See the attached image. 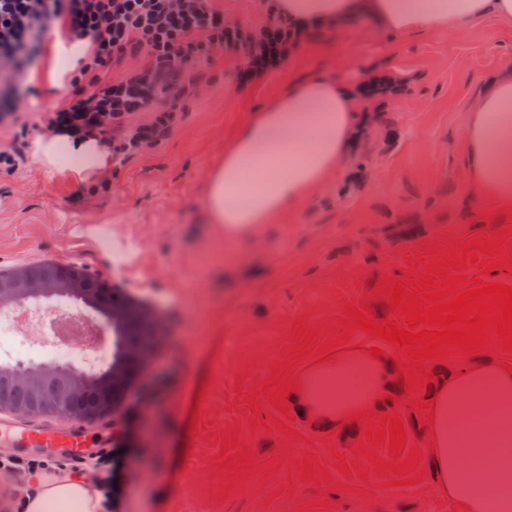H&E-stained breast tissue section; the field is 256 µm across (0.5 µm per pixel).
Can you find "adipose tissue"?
I'll return each instance as SVG.
<instances>
[{
	"instance_id": "ef3b65f1",
	"label": "adipose tissue",
	"mask_w": 512,
	"mask_h": 512,
	"mask_svg": "<svg viewBox=\"0 0 512 512\" xmlns=\"http://www.w3.org/2000/svg\"><path fill=\"white\" fill-rule=\"evenodd\" d=\"M269 7L296 27L366 16L393 33L452 28L485 15L512 18V0H270ZM354 127V99L344 83L329 77L293 83L240 130L211 171L206 205L214 223L232 239L303 204L337 168ZM466 138L474 182L511 197V72L495 77L475 100ZM393 383L390 361L347 348L310 368L294 399L315 421L337 425L378 406ZM433 394L430 456L440 493L468 512H512V373L483 362L441 379ZM52 502L102 512L98 491L64 475L40 482L23 509L46 512Z\"/></svg>"
}]
</instances>
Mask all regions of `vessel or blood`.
Instances as JSON below:
<instances>
[{"mask_svg":"<svg viewBox=\"0 0 512 512\" xmlns=\"http://www.w3.org/2000/svg\"><path fill=\"white\" fill-rule=\"evenodd\" d=\"M109 444L108 432L92 437L82 425L71 420L47 423L21 414L0 418V446L9 448L18 457L38 453L78 464Z\"/></svg>","mask_w":512,"mask_h":512,"instance_id":"vessel-or-blood-1","label":"vessel or blood"}]
</instances>
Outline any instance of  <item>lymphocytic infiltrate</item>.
Returning <instances> with one entry per match:
<instances>
[{"mask_svg":"<svg viewBox=\"0 0 512 512\" xmlns=\"http://www.w3.org/2000/svg\"><path fill=\"white\" fill-rule=\"evenodd\" d=\"M82 44L73 92L46 124L72 143L94 141L112 158L142 154L178 121V103L199 89L213 52L245 48L244 80L279 69L306 35L273 25L254 35L226 25L217 0H0V80L23 86L48 30ZM137 60L117 80L111 66Z\"/></svg>","mask_w":512,"mask_h":512,"instance_id":"lymphocytic-infiltrate-1","label":"lymphocytic infiltrate"}]
</instances>
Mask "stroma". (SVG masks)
<instances>
[{
  "instance_id": "35a3bbf8",
  "label": "stroma",
  "mask_w": 512,
  "mask_h": 512,
  "mask_svg": "<svg viewBox=\"0 0 512 512\" xmlns=\"http://www.w3.org/2000/svg\"><path fill=\"white\" fill-rule=\"evenodd\" d=\"M227 23L260 33L275 20L265 0H220ZM237 51L215 55L199 71L202 90L180 107L168 139L120 167L97 149L77 151L44 135L45 112L72 90L63 48L37 56L30 87L7 96L29 128L23 160L0 173V269L44 260L71 262L109 286L147 290L145 307L161 320L158 342L112 414L113 446L124 451L120 512H462L438 492L430 435L395 380L406 445L418 448L423 476L396 486V474L373 475L356 454L363 425L332 430L289 403L290 428L253 426L270 417L247 398L273 363L293 362L287 337L296 322L336 334L343 303L391 318L372 295L383 278L404 277L431 250L483 236L512 222V198L480 191L468 178L466 130L477 93L512 71V20L476 18L451 31L430 26L405 34L364 18L330 21L309 32L279 70L241 83ZM375 71L405 82L387 101L357 100L360 139L338 170L279 224L228 242L205 205L210 171L238 127L294 80L331 76L350 88ZM109 175L107 191L89 195L87 181ZM108 247H101V237ZM248 370H240L242 360ZM303 375L307 364H294ZM203 424L187 439L194 410ZM239 428L256 464L275 461L268 479L247 477L245 492L219 499L221 438ZM354 465L336 470L335 454ZM314 456L328 481L306 482L296 463ZM370 478H362L363 470Z\"/></svg>"
}]
</instances>
